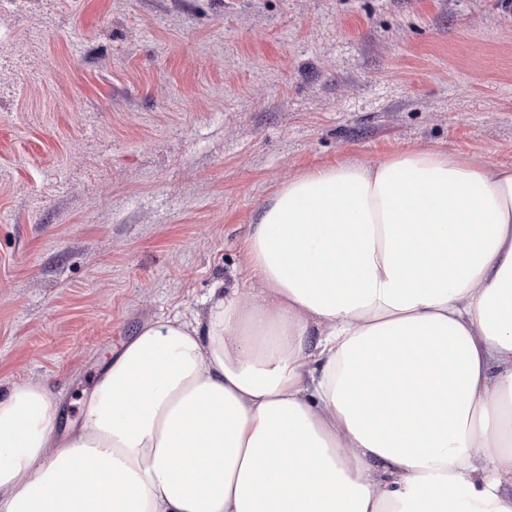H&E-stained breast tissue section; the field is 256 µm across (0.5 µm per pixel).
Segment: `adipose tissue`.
Listing matches in <instances>:
<instances>
[{
	"mask_svg": "<svg viewBox=\"0 0 512 512\" xmlns=\"http://www.w3.org/2000/svg\"><path fill=\"white\" fill-rule=\"evenodd\" d=\"M205 322L144 325L80 422L0 394V512H512V167L284 182Z\"/></svg>",
	"mask_w": 512,
	"mask_h": 512,
	"instance_id": "ef3b65f1",
	"label": "adipose tissue"
}]
</instances>
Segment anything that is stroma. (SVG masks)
Listing matches in <instances>:
<instances>
[{"label": "stroma", "mask_w": 512, "mask_h": 512, "mask_svg": "<svg viewBox=\"0 0 512 512\" xmlns=\"http://www.w3.org/2000/svg\"><path fill=\"white\" fill-rule=\"evenodd\" d=\"M0 393L70 420L205 319L285 177L423 145L512 165V0H0Z\"/></svg>", "instance_id": "stroma-1"}]
</instances>
